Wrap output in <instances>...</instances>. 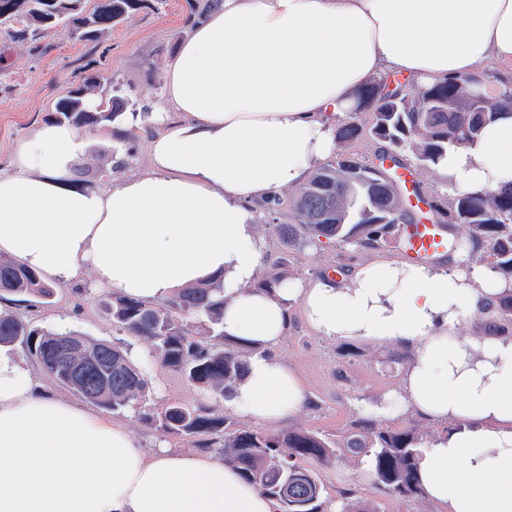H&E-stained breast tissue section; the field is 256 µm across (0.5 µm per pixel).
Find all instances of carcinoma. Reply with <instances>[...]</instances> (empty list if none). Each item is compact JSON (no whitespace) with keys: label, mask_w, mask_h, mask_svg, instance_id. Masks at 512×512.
<instances>
[{"label":"carcinoma","mask_w":512,"mask_h":512,"mask_svg":"<svg viewBox=\"0 0 512 512\" xmlns=\"http://www.w3.org/2000/svg\"><path fill=\"white\" fill-rule=\"evenodd\" d=\"M147 0H0V46H29L42 52L43 41L63 30L87 44H96L112 27L145 5ZM482 76L451 78L429 88L405 89L386 78H372L361 93V104L337 126L336 160L316 169L292 199L295 226L288 241L303 247L319 242L345 243L357 249L388 242L399 224L415 216L405 207L398 170L439 167L450 147L464 146L502 111L512 110V86L490 96L481 90ZM100 76L88 72L65 86L53 107L54 120L90 129L105 128L123 116V103L114 97L92 104ZM366 112L370 128L358 120ZM380 144L370 166L375 174L350 183L346 162H357L348 151L363 134ZM430 210L449 225L448 248L463 240L471 245L469 259L487 266L508 288L494 305L499 333L512 332V184L497 189L458 190L448 186L446 201L429 198ZM222 287L208 282L184 288L163 305L120 295L99 301L112 315L117 331L150 343L165 368L183 375L215 403L189 407L176 402L144 416L162 433L195 439L212 448L224 463L236 468L259 490L280 500L282 512H320L321 485L305 465L330 466L350 455L368 466L375 488L404 501L423 500L419 463L427 435L418 425H379L355 419L346 443L338 446L322 434L289 430L264 434L234 427L217 403L230 397L246 366L248 348L224 337ZM19 298L27 307L41 306L52 289L34 271L0 257V295ZM23 344L41 369L85 400L114 412L139 408L149 388L146 370L134 365L121 346L74 332L33 327L16 312L0 313V346ZM77 344L71 359L57 357ZM340 512H376L367 502L341 494Z\"/></svg>","instance_id":"carcinoma-1"}]
</instances>
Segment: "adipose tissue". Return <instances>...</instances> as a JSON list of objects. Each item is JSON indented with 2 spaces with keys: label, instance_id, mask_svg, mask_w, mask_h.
<instances>
[{
  "label": "adipose tissue",
  "instance_id": "adipose-tissue-1",
  "mask_svg": "<svg viewBox=\"0 0 512 512\" xmlns=\"http://www.w3.org/2000/svg\"><path fill=\"white\" fill-rule=\"evenodd\" d=\"M512 67V0H220L165 73L150 166L101 188L71 184L89 133L41 124L0 172V255L61 286L160 303L220 282L224 334L250 348L226 404L268 425L306 401L273 353L300 305L316 335L411 350L395 407L459 430L422 459L428 500L448 512H512V336H459L505 285L487 269L376 261L343 281L257 287L253 202L298 186L336 148V118L381 72L430 86ZM179 120H169V113ZM459 188L512 182V115L449 148ZM213 455L143 447L123 425L48 395L0 355V512H279Z\"/></svg>",
  "mask_w": 512,
  "mask_h": 512
}]
</instances>
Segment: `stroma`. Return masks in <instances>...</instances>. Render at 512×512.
<instances>
[{
    "mask_svg": "<svg viewBox=\"0 0 512 512\" xmlns=\"http://www.w3.org/2000/svg\"><path fill=\"white\" fill-rule=\"evenodd\" d=\"M203 0H165L129 14L99 44L72 40L66 32L47 38V48L36 54L24 45L7 51L8 74L0 78V171L8 169L15 142L33 133L52 119L53 104L63 84L78 82L84 71L102 76L100 96H119L128 101V111L137 115L134 134L120 124L110 126L109 137L94 140L90 150L72 167V179L93 187L114 176H132L149 164L148 139L155 125L149 112L164 93L166 66L180 42L189 33L188 15H202ZM274 211L259 209L256 229L265 241L260 272H285L289 278L308 281L338 270L354 267L379 257L402 259L403 254L389 244L375 250H356L332 243L298 248L279 234L276 224L293 221L291 190L279 193ZM104 291L90 279L71 286H56L52 304L31 312L33 326L51 331H74L95 340L125 344L129 351L142 352L151 384L143 410H157L169 402L187 406L207 404L208 399L179 373L161 367L147 341L118 333L112 318L97 299ZM401 347L375 345L363 341L345 344L319 336L307 325L301 307H292L288 332L276 350L300 378L308 402L292 418L276 425V432L292 429L317 431L336 439L359 417L389 425L413 419L411 413L392 410L390 402L400 390L405 367ZM142 412L125 411L115 420L126 426L144 447L164 445L191 450L192 440L163 434L146 425ZM416 420V419H413ZM429 439L441 436L443 424L416 420ZM323 487L320 502L329 505L340 491L349 489L359 498L373 501L378 512H442L440 505L425 500L412 505L379 493L357 460L345 458L328 467L317 468Z\"/></svg>",
    "mask_w": 512,
    "mask_h": 512,
    "instance_id": "obj_1",
    "label": "stroma"
}]
</instances>
